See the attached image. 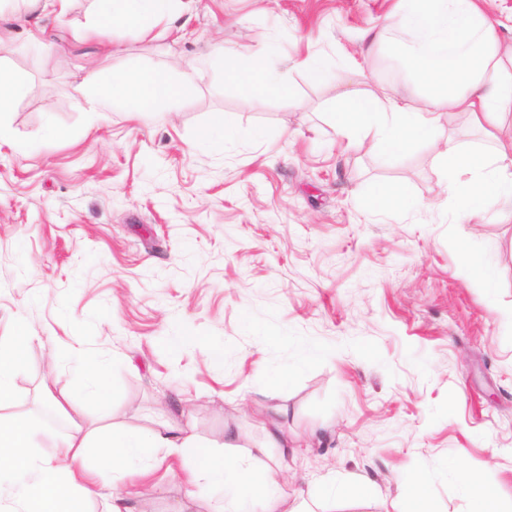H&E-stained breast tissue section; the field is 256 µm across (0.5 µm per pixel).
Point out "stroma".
I'll use <instances>...</instances> for the list:
<instances>
[{"label": "stroma", "mask_w": 512, "mask_h": 512, "mask_svg": "<svg viewBox=\"0 0 512 512\" xmlns=\"http://www.w3.org/2000/svg\"><path fill=\"white\" fill-rule=\"evenodd\" d=\"M394 5L192 0L168 25L103 39L85 30L95 0H72L62 19L0 0V59L23 78L0 142V341L31 338L0 417L38 434L162 417L204 443L232 427L248 450L282 405L295 449L287 512H321L308 482L332 476L374 488L337 512H389L405 494L398 475L427 477L430 512H469L456 468L512 512V325L496 314L512 307V221L447 217L428 144L389 161L338 144V78L407 90L384 50H362ZM35 34L56 52L28 56ZM215 41L229 62L270 48L333 64L335 76L295 70L291 99L259 100L199 67ZM90 65L192 69L196 89L153 113L94 119L71 96ZM218 119L238 137L223 153L197 144ZM385 182L404 185L415 209L371 211ZM464 239L492 262L494 290L464 274ZM77 342L110 361L112 409L45 416L46 392L79 397L65 357ZM303 346L321 357L295 365ZM193 463L129 477L115 494L129 512L145 496L156 512H210L209 492L183 480Z\"/></svg>", "instance_id": "35a3bbf8"}]
</instances>
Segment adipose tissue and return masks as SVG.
I'll list each match as a JSON object with an SVG mask.
<instances>
[{
	"instance_id": "ef3b65f1",
	"label": "adipose tissue",
	"mask_w": 512,
	"mask_h": 512,
	"mask_svg": "<svg viewBox=\"0 0 512 512\" xmlns=\"http://www.w3.org/2000/svg\"><path fill=\"white\" fill-rule=\"evenodd\" d=\"M484 3L396 0L397 34L377 33L371 42L386 47L405 68L411 93L395 97L381 85L373 91L336 94V133L346 148L368 144L384 159L407 153L422 140L437 149L447 204L459 224L483 213L489 200L499 204L496 220L512 221V41L504 40ZM182 5L183 0H98L91 29L104 32L117 25L169 21ZM269 60V54H252L231 69L218 45L203 58L252 93L291 97L286 75L273 73ZM193 86L189 72L174 77L155 69L116 70L105 85L89 74L75 95L94 112L108 102L130 112H151L159 99H181ZM445 112L468 118L486 138V146L468 148L443 138L439 120ZM68 356L81 369L86 398L106 405L107 363L80 348ZM239 439V432L225 429L223 448L217 451L196 446L184 428L167 422L97 433L76 426L65 435L45 434V451L35 455L31 449L36 441L25 424L0 421V496L21 476L25 485L15 495L13 512H123L109 485L133 474H150L192 447L197 464L187 469L186 480L220 489L214 512H283L287 437L279 428L268 430L258 467L252 458L232 454Z\"/></svg>"
}]
</instances>
